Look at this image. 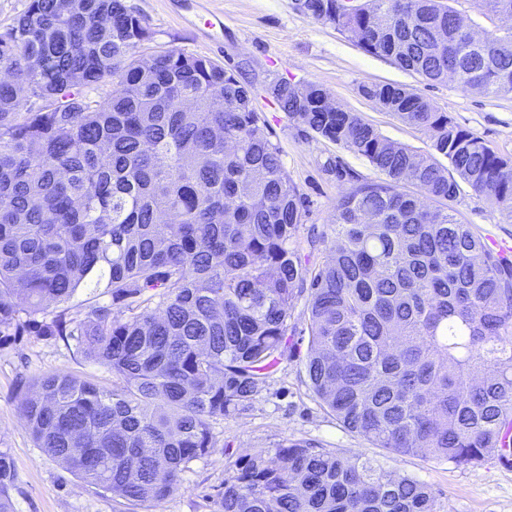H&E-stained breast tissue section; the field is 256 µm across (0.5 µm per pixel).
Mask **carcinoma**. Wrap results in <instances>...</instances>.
I'll return each instance as SVG.
<instances>
[{"label": "carcinoma", "instance_id": "1", "mask_svg": "<svg viewBox=\"0 0 512 512\" xmlns=\"http://www.w3.org/2000/svg\"><path fill=\"white\" fill-rule=\"evenodd\" d=\"M308 15L429 81L512 95V28L475 44L445 0H308ZM512 17V0H480ZM125 0H30L0 38L16 81H0V335L64 336L112 371V387L45 374L18 409L36 447L99 494L141 512L177 492L210 455L215 419L251 406L286 353L288 320L310 286L306 370L322 405L377 448L457 466L494 455L512 429V260L448 203L460 183L512 221V160L403 85H363L382 110L430 135L398 145L315 83L274 79L291 122L384 175L343 193L336 244L312 273L293 246L305 201L239 72L168 50ZM43 69L32 74L26 58ZM116 82L94 104L74 86ZM44 101L21 111L17 82ZM224 85V109L210 90ZM197 101L195 111L181 103ZM232 147L225 148V143ZM448 160L443 166L439 158ZM411 184L442 204L430 210ZM101 288L129 311L90 301ZM221 512H435L421 480L306 441L230 456ZM0 454V512H14ZM89 293V290L79 291L67 303L59 304L58 306L52 305L49 311L57 314L65 313L67 319L79 317L83 314L85 307L88 305L87 303L90 301L89 298L92 295H89Z\"/></svg>", "mask_w": 512, "mask_h": 512}]
</instances>
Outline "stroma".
<instances>
[{"instance_id":"obj_1","label":"stroma","mask_w":512,"mask_h":512,"mask_svg":"<svg viewBox=\"0 0 512 512\" xmlns=\"http://www.w3.org/2000/svg\"><path fill=\"white\" fill-rule=\"evenodd\" d=\"M125 3L143 18L150 33L138 55L147 58L175 49L242 72L270 139L280 149L283 166L306 200L295 246L309 268L321 267L330 256L335 242L330 219L343 192L358 183L381 180L382 175L365 158L290 122L267 91L272 78L319 84L390 141L428 150L430 138L424 130L405 124L359 92L363 85H404L496 153L512 158V95L490 99L447 80H425L392 59L365 52L350 35L299 10L296 0ZM213 13L223 14V29L205 26ZM452 208L458 222L469 225L482 240L512 244V222L468 186H461ZM309 302V291L299 293L289 321L288 351L270 373L259 399L234 417L213 421L216 451L195 462L181 489L156 504L154 512H219L226 454L273 449L286 439L370 458L386 471L415 477L429 486L435 512H512V470L503 469L496 457L457 466L394 455L345 429L321 405L306 372ZM52 372L70 373L102 387L113 381L110 371L86 359L72 341L34 331L0 335V453L9 456L15 472L10 489L15 512H135L123 499L100 495L80 482L36 447L17 404L34 377Z\"/></svg>"}]
</instances>
